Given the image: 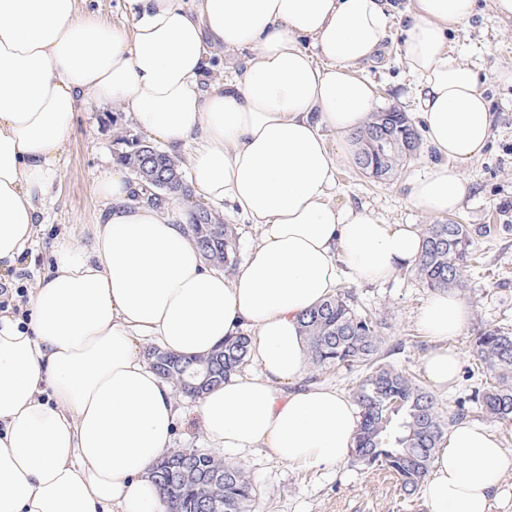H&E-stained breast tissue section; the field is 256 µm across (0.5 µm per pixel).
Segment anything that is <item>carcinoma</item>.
<instances>
[{
	"label": "carcinoma",
	"mask_w": 512,
	"mask_h": 512,
	"mask_svg": "<svg viewBox=\"0 0 512 512\" xmlns=\"http://www.w3.org/2000/svg\"><path fill=\"white\" fill-rule=\"evenodd\" d=\"M354 140L356 166L384 179L415 155L420 135L406 113L374 112ZM113 143L121 147L117 159L142 190L139 199L155 207L176 196L189 200L182 162L132 135H118ZM187 227L206 263L227 276L235 273L239 238L234 225L196 203L188 209ZM421 235L422 249L410 272L431 291L461 287L464 272L477 262L471 229L450 221L428 224ZM299 328L307 349L306 381L316 383L331 369L357 373L352 387L360 416L351 452L354 466L362 473H388L406 499L418 494L450 426L473 417L512 427L511 332L492 328L471 338L472 374L478 376L480 387L472 407L459 403L445 410L433 392L391 361L402 344L390 343L380 320L365 312L349 292L338 288L306 310L299 316ZM251 344V334L241 332L206 356L183 357L151 346L147 358L175 395L195 400L238 373L250 360ZM203 362L211 376L195 388L192 373ZM151 479L167 512H255L256 488L240 461L178 449L153 465Z\"/></svg>",
	"instance_id": "1"
}]
</instances>
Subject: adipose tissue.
Here are the masks:
<instances>
[{
  "label": "adipose tissue",
  "instance_id": "1",
  "mask_svg": "<svg viewBox=\"0 0 512 512\" xmlns=\"http://www.w3.org/2000/svg\"><path fill=\"white\" fill-rule=\"evenodd\" d=\"M402 58L439 161L412 186L414 206L458 210L461 166L479 157L492 114L448 34L475 0H414ZM129 23L84 16L78 0H0V270L29 248L58 179L56 161L85 101H119L170 148H191L196 192L259 229L234 274L209 270L173 207L133 199L120 165L102 179L94 246L60 243L28 321L0 316V512H165L151 467L171 452V385L146 363L156 342L203 355L245 330L255 369L215 386L195 413L217 448L266 449L308 468L344 463L358 412L336 387L305 383L298 317L331 296L341 269L383 280L413 263L407 224L336 206L322 127L361 128L374 104L357 64L385 51L386 0H125ZM249 48L241 74L205 84L216 48ZM468 303L432 294L417 324L423 361L447 390ZM498 438L460 422L440 441L419 495L428 512H491L512 498Z\"/></svg>",
  "mask_w": 512,
  "mask_h": 512
}]
</instances>
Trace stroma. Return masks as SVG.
Masks as SVG:
<instances>
[{"mask_svg":"<svg viewBox=\"0 0 512 512\" xmlns=\"http://www.w3.org/2000/svg\"><path fill=\"white\" fill-rule=\"evenodd\" d=\"M388 3L396 22L387 49L373 62L357 66L356 73L373 85L376 110L405 112L417 125L421 119L415 109L414 79L399 57L412 2ZM448 45L475 72L494 122L483 154L462 168L468 195L451 215L452 220L474 229L490 225L491 233L478 238L479 262L466 274L465 286L459 291L471 307V318L463 335L453 341L464 359L455 384L437 396L444 407L470 398L477 387L467 355L471 337L486 328L512 332V19L500 17L493 0H476L468 22L449 33ZM125 110L119 102H89L79 107L57 161L59 181L45 203L36 243L17 268L0 272V281L34 294L54 262L57 241L90 246L102 205L97 184L103 173L111 171L115 156L113 135L116 129L130 127ZM432 159V152L420 147L402 171L379 181L361 173L353 158L338 156L333 203L367 207L389 224L418 228L437 223V216L421 211L410 200L412 182L424 174ZM340 284L360 306L381 319L385 336L402 342L394 362L422 376V361L433 343L419 330L416 317L429 291L401 270L387 281L374 283L355 282L344 270ZM178 404L181 414L174 428V447L210 451L193 401L182 398ZM244 461L256 486L259 512H427L421 498L403 503L393 481L378 473H360L349 463L331 471L299 468L276 461L260 448L248 453Z\"/></svg>","mask_w":512,"mask_h":512,"instance_id":"obj_1","label":"stroma"}]
</instances>
